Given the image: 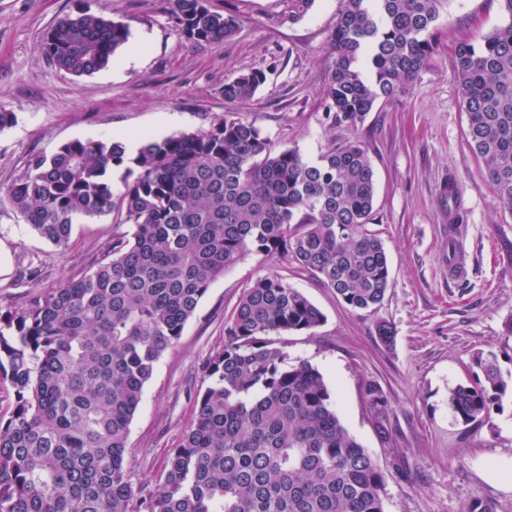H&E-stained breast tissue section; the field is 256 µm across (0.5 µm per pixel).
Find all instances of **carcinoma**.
Instances as JSON below:
<instances>
[{
	"mask_svg": "<svg viewBox=\"0 0 512 512\" xmlns=\"http://www.w3.org/2000/svg\"><path fill=\"white\" fill-rule=\"evenodd\" d=\"M175 24L205 43L240 22L208 0H174ZM449 0H340L323 99L332 124L355 126L411 89L437 44ZM479 40L456 46L469 145L498 203L512 214V0ZM314 0H288L299 21ZM129 25L82 11L58 20L43 51L76 76L106 68ZM252 70L224 82L247 102L266 82ZM125 168L123 191L112 170ZM375 173L367 146L330 143L312 162L278 148L232 112L206 130L148 135L130 157L117 137L72 140L32 157L7 199L40 236L68 242L82 218L116 213L131 231L112 257L26 309L0 314V376L14 389L0 418V512H385L386 475L344 426L322 375L288 361L273 337L313 331L324 315L282 277L257 278L224 313V347L201 370L212 383L153 487L133 490L129 425L156 364L182 335L209 287L247 253L278 255L311 273L348 307L385 298L390 268L366 224ZM448 395L470 424L512 391L495 359ZM375 430L391 437L387 401L366 388Z\"/></svg>",
	"mask_w": 512,
	"mask_h": 512,
	"instance_id": "1",
	"label": "carcinoma"
}]
</instances>
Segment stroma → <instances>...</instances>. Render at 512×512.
Wrapping results in <instances>:
<instances>
[{
    "instance_id": "stroma-1",
    "label": "stroma",
    "mask_w": 512,
    "mask_h": 512,
    "mask_svg": "<svg viewBox=\"0 0 512 512\" xmlns=\"http://www.w3.org/2000/svg\"><path fill=\"white\" fill-rule=\"evenodd\" d=\"M235 15L237 36L200 43L176 27L173 0H0V313L27 308L65 279L89 273L112 253L113 215L80 220L66 244L33 231L3 197L32 155L75 140L134 133L166 137L209 128L225 113L254 122L280 148L317 159L329 143L358 139L375 172L370 232L390 260V286L376 309L354 311L308 273L278 256L250 253L227 268L201 300L178 342L146 384L129 432L132 486L155 483L171 448L209 386L201 366L224 345V313L245 288L275 273L320 309L311 332L275 339L289 360L322 374L348 431L386 472L385 512H465L488 501L512 512V485L490 472L512 460V398L489 420L463 424L448 410L449 390L472 384L479 360L495 356L512 373V213L496 202L482 161L468 145L469 117L454 70L455 47L502 25L498 0H450L440 40L416 86L362 125L331 126L322 88L333 64L330 34L339 0H315L297 22L288 0H209ZM83 10L129 24L130 37L109 66L90 76L58 69L42 52L46 30ZM136 63L123 65L129 48ZM260 69L267 80L246 103L225 99L226 79ZM464 190L457 239L463 272H448V180ZM394 330L392 344L376 333ZM376 385L390 409L392 438L381 442L364 402Z\"/></svg>"
}]
</instances>
